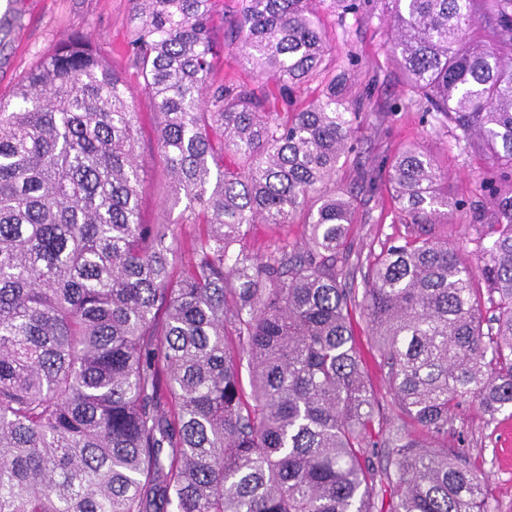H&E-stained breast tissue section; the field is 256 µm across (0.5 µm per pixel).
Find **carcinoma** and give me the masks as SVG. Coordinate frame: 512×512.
<instances>
[{
	"instance_id": "carcinoma-1",
	"label": "carcinoma",
	"mask_w": 512,
	"mask_h": 512,
	"mask_svg": "<svg viewBox=\"0 0 512 512\" xmlns=\"http://www.w3.org/2000/svg\"><path fill=\"white\" fill-rule=\"evenodd\" d=\"M316 2L241 0L219 45L210 0H133L170 208L197 227L183 248L142 217L138 112L85 37L0 100V512H493L465 451L420 436H448L468 399L489 422L512 408V0H384L415 103L492 158L495 224L474 267L418 235L365 269L329 189L361 113L334 85L275 112L214 80L236 50L289 103L323 70ZM352 172L414 224L462 207L416 146ZM298 218L303 245L240 247ZM357 316L403 414L380 444Z\"/></svg>"
}]
</instances>
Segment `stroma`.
Instances as JSON below:
<instances>
[{
    "label": "stroma",
    "instance_id": "35a3bbf8",
    "mask_svg": "<svg viewBox=\"0 0 512 512\" xmlns=\"http://www.w3.org/2000/svg\"><path fill=\"white\" fill-rule=\"evenodd\" d=\"M9 13L0 12V98L9 99L23 76L55 44L69 35L86 36L127 87L130 103L139 114L140 131L136 151L146 164L142 210L150 224H167L177 211L167 203V175L157 155L153 104L143 89V79L129 53V43L140 23L131 0H12ZM382 0H367L368 19L340 26L338 13L322 0L319 17L327 33V52L321 77L310 81L297 94L305 103L322 97L330 85L343 86V103L363 114L357 124L350 163L377 157L392 159L400 150L416 144L430 152L448 172V194L465 200V209L454 213L451 223L420 226L410 223L396 207L386 189L374 196L359 195L350 231L354 253L361 258L377 256L387 243L421 232L446 238L472 251L473 209L481 203L479 185L490 170L483 147L465 146L455 140L454 126L436 127L422 108L411 105V91L391 52L392 28L382 19ZM300 224L275 227L254 225L244 241L251 254H264L281 241H302ZM362 355L378 399L385 426L399 423L402 414L395 403L385 369L365 337L363 322H356ZM449 448H466L480 479L486 485L494 512H512V413L502 412L496 421L485 422L476 403L459 410Z\"/></svg>",
    "mask_w": 512,
    "mask_h": 512
}]
</instances>
